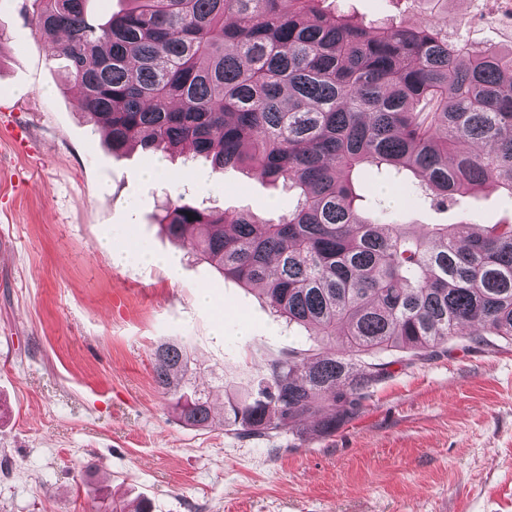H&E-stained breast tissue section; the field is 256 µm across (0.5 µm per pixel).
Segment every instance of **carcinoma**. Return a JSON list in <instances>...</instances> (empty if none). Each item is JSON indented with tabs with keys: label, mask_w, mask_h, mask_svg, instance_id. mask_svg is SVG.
Returning a JSON list of instances; mask_svg holds the SVG:
<instances>
[{
	"label": "carcinoma",
	"mask_w": 512,
	"mask_h": 512,
	"mask_svg": "<svg viewBox=\"0 0 512 512\" xmlns=\"http://www.w3.org/2000/svg\"><path fill=\"white\" fill-rule=\"evenodd\" d=\"M40 2L35 27L111 150L188 149L288 184L295 205L275 221L180 196L162 224L225 276L261 286L314 343L339 336L349 349L271 359L263 388L218 417L187 347L161 344L154 379L183 425L270 437L326 402L358 406L387 374L360 355L427 358L465 326L512 340V223L472 232L465 208L485 183L512 195V48L448 38V0H427L419 24L369 27L323 0H128L104 23L88 18L87 0ZM366 168L403 176V189L462 218L414 234L398 213L360 208L352 174ZM90 512L151 506L99 497Z\"/></svg>",
	"instance_id": "cac0c4a2"
}]
</instances>
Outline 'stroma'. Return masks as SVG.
<instances>
[{"label": "stroma", "mask_w": 512, "mask_h": 512, "mask_svg": "<svg viewBox=\"0 0 512 512\" xmlns=\"http://www.w3.org/2000/svg\"><path fill=\"white\" fill-rule=\"evenodd\" d=\"M367 25L410 24L405 0H326ZM38 0H0V512H88L99 488L149 499L152 512H512V341L450 337L432 358L380 353L389 375L334 431L317 417L271 439L182 425L153 379V351L182 340L216 414L269 360L310 346L261 292L225 277L172 239L168 201L201 209L287 213L294 196L257 173L198 157L111 152L65 81L33 18ZM448 35L512 46L502 0H448ZM162 166L166 180L146 179ZM366 210L401 212L411 230L457 211L359 181ZM476 222H512V196L487 186L466 201ZM125 252L114 263L113 250ZM169 255L181 272L148 265Z\"/></svg>", "instance_id": "stroma-1"}]
</instances>
